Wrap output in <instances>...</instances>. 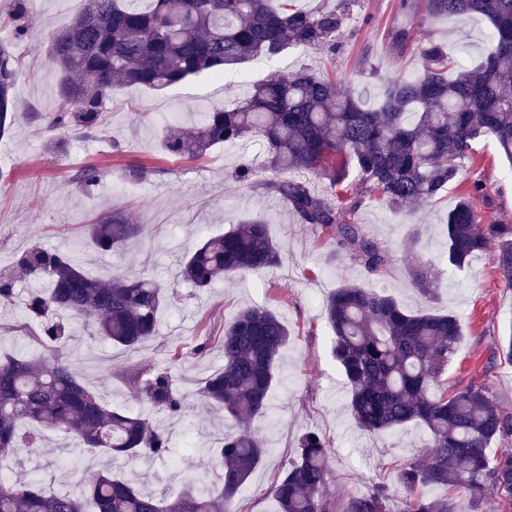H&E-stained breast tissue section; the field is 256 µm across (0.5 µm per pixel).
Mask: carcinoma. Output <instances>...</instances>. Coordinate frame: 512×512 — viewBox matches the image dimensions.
<instances>
[{
    "mask_svg": "<svg viewBox=\"0 0 512 512\" xmlns=\"http://www.w3.org/2000/svg\"><path fill=\"white\" fill-rule=\"evenodd\" d=\"M70 23L53 34L46 51L59 72L63 102L53 126L100 127L112 88L139 86L160 91L193 75L219 78L226 67L293 47L336 46V36L353 21L359 0L307 11L287 0H81ZM31 0H13L15 38L28 33L24 18ZM404 10L426 16L478 15L490 34L483 61L471 67L448 57L439 43L421 44L422 71L398 77L374 100L334 78L306 69L277 73L252 85L249 95L208 113L199 127L162 131V150L193 160L222 144L258 136L270 155L275 177L263 182L303 224L319 227L335 251L348 254L371 273L393 264L391 253L366 236L354 215L362 197L376 193L396 213L432 203L462 173L473 145L491 137L512 160V0H401ZM15 42L0 39V138L16 122L18 57ZM360 178L346 183L350 165ZM329 179L318 194L304 177ZM103 177L88 166L76 175L91 193ZM484 186L475 181L443 224L448 265L464 267L471 257L496 245V262L512 288V224H484L473 199ZM142 225L105 213L85 226L88 243L111 253L139 237ZM281 252L268 225L249 219L209 237L179 261L178 274L206 289L226 275H242L279 265ZM17 268L47 283L23 302L21 331L38 320L42 328L26 339L43 347L37 356H0V512H241L240 493L263 461V440L252 421L272 410L277 362L287 345L288 327L270 309L255 305L224 326V366L206 380L201 396L233 419L239 433L218 448L200 445L194 453L212 460L204 490L193 483L161 497L139 490L109 466L59 491L33 472L23 481L11 475L21 454L42 444V431L72 439L71 459L83 470L86 453L96 450L128 461L164 458L171 445L149 412L184 414L186 397L170 370L144 381L127 377L133 396L147 411L112 407L82 383L66 351L77 327L115 346L133 350L160 332L163 288L141 275L104 279L85 270L71 254L34 245ZM425 298L436 292L431 268L408 269ZM15 280L0 273V308L14 306ZM324 318L334 333V357L350 386V408L369 433L416 424L427 432L433 451L399 466L403 491L400 512H478L479 498L493 496L512 505V447L492 457V441L512 439V417L502 413L482 386L470 384L450 394L440 384L462 337L459 319L430 310L408 311L383 292L354 282L341 284L326 299ZM332 449L314 432L300 435L297 457L270 487L278 512H392L386 488L338 497ZM441 494L425 497L419 488ZM457 489L469 498L448 496Z\"/></svg>",
    "mask_w": 512,
    "mask_h": 512,
    "instance_id": "obj_1",
    "label": "carcinoma"
}]
</instances>
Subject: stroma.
I'll return each mask as SVG.
<instances>
[{"mask_svg": "<svg viewBox=\"0 0 512 512\" xmlns=\"http://www.w3.org/2000/svg\"><path fill=\"white\" fill-rule=\"evenodd\" d=\"M80 4L34 0L26 19L28 37L15 44L17 121L9 136L0 139V270L12 269L27 248L40 243L81 258L93 274L137 272L164 286L167 301L157 338L130 351L84 335L69 352L74 371L86 385L99 388L113 406L132 412L141 405L128 384L114 377V370L149 374L168 368L174 350L183 353L176 367L187 411L180 419L161 412L153 415L171 439L170 455L145 464L117 465L118 474L133 479L140 489L156 492L203 480L197 457L185 451L186 442L214 445L235 432L236 425L213 412L199 391L224 365L225 325L241 309L258 304L276 312L290 337L277 364L274 408L252 424L266 454L242 493L248 512H276L268 490L284 475L297 438L306 431L322 434L335 450L334 493L363 494L381 484L395 486L397 465L424 458L429 450L416 426L374 435L360 430L351 416L349 388L332 356V331L322 309L326 297L346 281L390 294L409 311L429 308L456 315L462 338L443 384L452 391L471 382L486 386L504 414L512 416V363L493 357L512 337V290L500 277L493 249L478 253L463 268L449 267L442 233L449 210L476 181L484 185L477 206L485 223L512 224V161L493 139L475 144L460 177L430 207L398 214L375 196L363 198L356 221L394 256L391 269L381 275L366 271L346 253L334 252L320 228L300 223L279 196L261 188V181L273 176L261 139L219 146L196 160L171 157L159 145L165 125L195 126L205 112L233 105L245 92L241 75L258 82L277 71L306 69L380 91L389 78L419 74V43L427 38L442 43L450 56L478 62L487 41L486 21L427 18L401 10L399 0H361L355 30L341 33L335 50L290 49L272 60L233 66L223 80L193 76L164 91L120 87L97 131L53 130L48 116L60 108L55 92L59 75L43 47ZM402 31L408 38L401 44L396 36ZM244 162L256 167L257 183L235 180L234 171ZM88 165L104 174L90 196L75 179ZM103 211L144 225V235L125 251L94 252L86 243L84 226ZM256 217L267 222L281 248L278 267L221 279L205 292L194 291L177 277L178 256L205 236ZM414 227L420 230L421 244L411 254L404 243ZM417 259L432 265L438 276L434 300L423 298L408 276V263ZM204 336L209 350L199 358L191 348ZM45 439L42 455L23 457V464H41L49 483L77 480L78 472L68 467L62 452L65 439L50 430Z\"/></svg>", "mask_w": 512, "mask_h": 512, "instance_id": "stroma-1", "label": "stroma"}]
</instances>
